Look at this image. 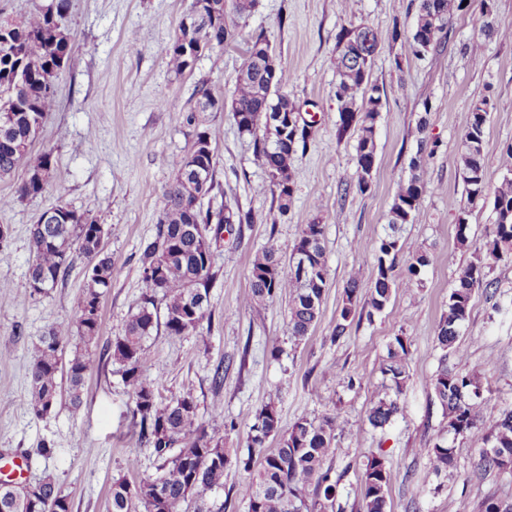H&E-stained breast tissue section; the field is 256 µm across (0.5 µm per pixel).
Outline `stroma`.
I'll return each instance as SVG.
<instances>
[{
    "label": "stroma",
    "instance_id": "1",
    "mask_svg": "<svg viewBox=\"0 0 512 512\" xmlns=\"http://www.w3.org/2000/svg\"><path fill=\"white\" fill-rule=\"evenodd\" d=\"M190 0H71L65 28L84 49L56 79L58 108L40 129L36 146L55 149L57 164L44 195L16 200L0 211L8 236L0 242V463L23 456L18 482L53 475L73 512H111V486L124 476H154L155 457L141 442L134 423L130 389L113 365L86 381L82 404L60 401L46 415L30 406L29 372L34 347L47 329L74 318L72 301L86 281L88 260L75 255L62 284L47 295H31L28 228L40 215L65 201L90 211L108 235L105 249L116 267L102 300V327L93 353L121 335L146 291L140 246L155 233L162 195L173 177L170 160L183 153L192 130L183 123L196 84L208 81L231 97L253 36L264 34L278 62L292 75L284 92L296 104L309 138L293 164V198L280 212L254 139L241 134L232 112L204 116L217 155L215 188L201 201L205 210L239 211V231L225 236L214 252L210 288L212 320L199 334L158 333L147 345L160 403L191 395L200 415L224 410L235 430L225 432L227 452L244 449L254 413L274 402L282 428L303 417L335 413L346 421L330 464L338 481V503L357 512L364 462L383 455L392 467L390 512H483L486 501H512V468L483 470L478 464L483 430L454 441L455 463L447 473L427 477L424 449L447 438L448 418L427 384L440 360L476 372L488 415L512 409V262L495 263L489 278L495 294L476 290L460 330L464 359L443 357L436 327L448 309L455 281L476 249L482 248L495 219L492 198L470 202L459 172V144L476 104L487 109L489 178L499 181V156L512 145V39L488 38L478 64L466 47L479 39L474 20L489 14L495 25L512 28V0H467L448 26L445 39L413 53L409 37L418 0H259L223 46L205 51L191 72H170L165 56ZM385 39L374 57L369 81L380 88L376 122L377 156L367 191L357 181L356 138L338 137L334 95L337 36L359 24ZM400 29L390 40L392 29ZM137 53H129V44ZM427 151L428 185L415 223L401 231L399 269L416 252H427L414 295L393 296L382 312L369 311L376 277L374 254L387 228V215L409 161ZM324 226L328 285L313 332L300 344L288 337L287 302L246 304L255 254L275 238L289 254L305 224ZM466 220L469 242L457 241ZM358 273L360 317L334 339L344 285ZM408 349L409 379L399 397L403 413L385 429L372 428L367 415L382 391L380 367L395 337ZM280 346L272 354V346ZM229 363L224 387L213 391L218 363ZM52 443L51 459L36 455ZM137 468H130V457Z\"/></svg>",
    "mask_w": 512,
    "mask_h": 512
}]
</instances>
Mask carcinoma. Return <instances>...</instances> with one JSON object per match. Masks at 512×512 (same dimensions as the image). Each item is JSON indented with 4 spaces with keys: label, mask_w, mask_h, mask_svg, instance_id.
Masks as SVG:
<instances>
[{
    "label": "carcinoma",
    "mask_w": 512,
    "mask_h": 512,
    "mask_svg": "<svg viewBox=\"0 0 512 512\" xmlns=\"http://www.w3.org/2000/svg\"><path fill=\"white\" fill-rule=\"evenodd\" d=\"M430 9L419 0L415 27L411 31L415 52L439 44L448 25L461 11L463 0H433ZM255 0H191L178 24V34L165 49L167 64L177 76L193 69L203 50L224 45V33L246 19ZM71 0H47L25 16L0 21V177L24 167L28 178L18 187L17 197H0V209L9 208L15 199L43 195L49 175L55 168L54 149L34 150V140L48 115L55 111V79L60 71L83 50L82 43L61 27L60 20L70 11ZM480 35L511 38L512 31L501 29L484 14L477 20ZM383 34L362 25L338 35L341 46L337 62L335 97L340 112L337 139L357 132V188L367 190L370 173L363 161L376 156L374 127L381 109L378 88L368 82V69L358 67L348 57L352 43L366 46L375 56ZM276 63L262 35H257L247 50L231 98L213 92L201 82L195 89L184 123L197 128L201 114L226 109L242 116L237 122L240 133L255 137V146L269 181L261 186L279 202L287 213L293 198L292 167L296 146L305 142L307 130L288 132L285 141L274 146L268 142L264 118L260 113L295 112L297 107L279 89L288 85V70L278 67L277 82L269 80L268 67ZM487 110L477 105L470 112L459 155V169L468 199L493 196L495 220L483 252L475 256L459 274L450 295L448 311L438 323L436 342L444 352L437 370L427 383L448 416V432L465 437L484 426L488 447L480 450L483 468L512 467V410L492 420L485 419L481 399L470 396L478 389L477 375L448 368L446 352L464 358L458 343L459 328L466 321L475 290L490 289L491 263L512 259V164L503 166L501 180H488L489 155L485 150ZM216 155L206 131H195L187 150L171 160L174 174L163 194L162 209L152 239L141 245V263L147 291L141 304L128 318L123 333L95 357L88 347L101 331V304L112 287L115 266L112 256L94 234L96 220L88 213L58 203L30 225L32 259L28 285L39 281L57 287L73 263V252L84 257L96 256L88 270L86 283L72 301L76 314L73 323H58L40 337L30 371L29 405L36 414L50 412L61 390L59 374L66 376L69 400L73 408L81 404L88 376L103 360L118 365L117 372L130 387L135 402L134 415L140 417L139 435L153 448L157 472L151 478L131 482L125 477L112 479V512H224V503L210 502V497L224 487V468L228 456L223 439L212 432L224 427V411L215 406L202 420L194 398L187 394L166 404L156 401V379L151 377L152 358L147 340L159 330L169 336H186L199 332L211 322L209 289L214 277L213 243L233 224L242 221L239 214L226 207L215 213L201 211V200L214 188ZM410 176L398 185L388 214L389 232L380 239L375 254L377 276L371 287V310L380 312L393 295L413 291L415 277L430 264V256L418 252L408 265V275L396 273L401 251L399 231L413 224L419 214V202L427 179L422 154L411 158ZM324 226L318 222L304 225L288 259H283L275 239H268L251 263L250 293L246 302L260 304L277 297L288 299V335L299 343L310 334L321 313L328 268L323 247ZM307 259L311 278L298 279L291 263ZM161 271L160 281L150 273ZM360 283L352 273L344 286L343 306L334 328L335 338L347 333L356 317ZM164 315H158V305ZM80 337L84 348L77 349L61 368L63 348L72 337ZM407 347L400 337L389 345L382 374L390 381L368 413L374 428H384L402 411L397 398L408 379ZM346 425L339 415L320 420L301 418L284 431L276 406L268 402L254 414L247 439V452L236 456V463L249 473L240 487L248 501V512H313L318 502L335 508L338 481L331 479L327 460L336 455V438ZM275 441L269 447L268 441ZM429 461V471L439 475L453 465L455 448L436 443L421 448ZM392 468L381 456H371L361 476L359 512H387V489ZM0 512H71L68 498L62 495L55 478L47 474L35 483L14 484L0 488Z\"/></svg>",
    "instance_id": "1"
}]
</instances>
